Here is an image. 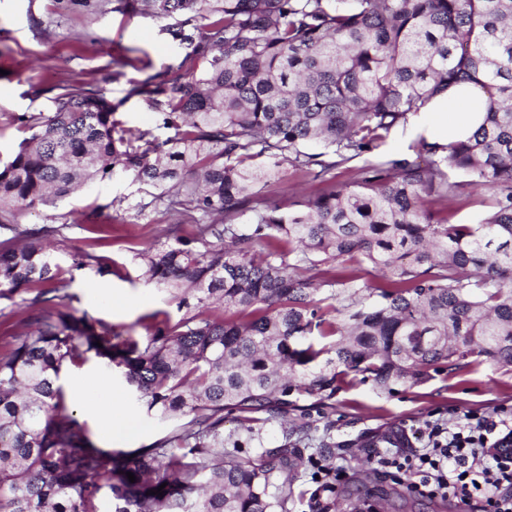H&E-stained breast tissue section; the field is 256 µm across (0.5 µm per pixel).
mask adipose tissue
Returning a JSON list of instances; mask_svg holds the SVG:
<instances>
[{"label":"adipose tissue","instance_id":"obj_1","mask_svg":"<svg viewBox=\"0 0 512 512\" xmlns=\"http://www.w3.org/2000/svg\"><path fill=\"white\" fill-rule=\"evenodd\" d=\"M487 98L469 84L454 86L434 98L427 112L433 134L452 141L470 135L483 121Z\"/></svg>","mask_w":512,"mask_h":512}]
</instances>
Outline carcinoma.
<instances>
[{
	"label": "carcinoma",
	"mask_w": 512,
	"mask_h": 512,
	"mask_svg": "<svg viewBox=\"0 0 512 512\" xmlns=\"http://www.w3.org/2000/svg\"><path fill=\"white\" fill-rule=\"evenodd\" d=\"M142 2L173 20L187 50L163 83L131 90L172 134L148 139L121 127L103 94L67 89L50 115L14 117L31 135L0 165V298L33 293L0 350V512H93L103 491L112 512H288L314 456L286 443L258 457L228 450L224 413L285 418L299 397L324 405L352 373L390 392L469 358L512 366V0ZM467 82L489 98L471 136L440 145L420 134L413 161L383 154L394 129ZM366 156L352 182H336V168ZM117 169L176 217L174 242L147 253L146 278L187 316L142 340L49 295L63 269L27 240L66 225L34 230L13 212ZM448 169L496 189L479 223L433 209L454 192ZM290 177L322 185L304 210L255 198L256 185ZM183 224L196 234L179 235ZM330 260L368 263L385 284L333 276L322 285L336 294L319 298ZM341 295L347 304L331 303ZM214 303L251 318L226 320ZM90 353L159 420L187 422L149 448L98 447L57 385ZM163 483V496L147 494Z\"/></svg>",
	"instance_id": "1"
}]
</instances>
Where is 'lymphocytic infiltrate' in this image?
<instances>
[{
  "instance_id": "f902f5d3",
  "label": "lymphocytic infiltrate",
  "mask_w": 512,
  "mask_h": 512,
  "mask_svg": "<svg viewBox=\"0 0 512 512\" xmlns=\"http://www.w3.org/2000/svg\"><path fill=\"white\" fill-rule=\"evenodd\" d=\"M423 450L391 452L388 462L405 467L413 489L452 497L480 512H512V413L457 417L452 423L426 424Z\"/></svg>"
}]
</instances>
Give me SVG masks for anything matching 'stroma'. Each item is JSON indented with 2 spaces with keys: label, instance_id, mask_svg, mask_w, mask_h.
<instances>
[{
  "label": "stroma",
  "instance_id": "stroma-1",
  "mask_svg": "<svg viewBox=\"0 0 512 512\" xmlns=\"http://www.w3.org/2000/svg\"><path fill=\"white\" fill-rule=\"evenodd\" d=\"M167 25L148 11L122 10L117 0H0V161L10 160L30 136L15 115L51 112L53 97L67 85L100 90L112 100L114 118L123 127L156 132V112L145 97L129 96L128 91L148 78L162 82L169 67L182 61L185 51L173 42ZM448 181L455 186V197L444 210L449 222L477 223L489 210L492 194L460 172H449ZM150 194V187L119 170L73 194L16 213L18 222L29 226L64 225L63 234L46 243L66 271L58 294L69 310L136 339L145 336L147 324L183 316L168 292L146 281L145 254L167 242L171 222L169 216L145 209ZM77 252L94 255L95 263L73 267ZM100 264L109 266V274L97 273ZM60 383L98 447L144 448L176 427L148 413L116 370L99 358L63 368ZM81 385L86 395L80 399L75 389ZM111 405L117 408L115 425L106 437L97 418ZM503 408L512 410V369L489 361L433 371L423 382L400 384L390 393L349 376L326 413L298 411L285 421L256 423L250 446L258 455L288 439L304 455L331 454L332 465L342 472L335 512H361L367 499L385 500L383 512H465L464 505L406 493L392 480H381L369 443L398 430L417 448L427 422Z\"/></svg>",
  "mask_w": 512,
  "mask_h": 512
}]
</instances>
